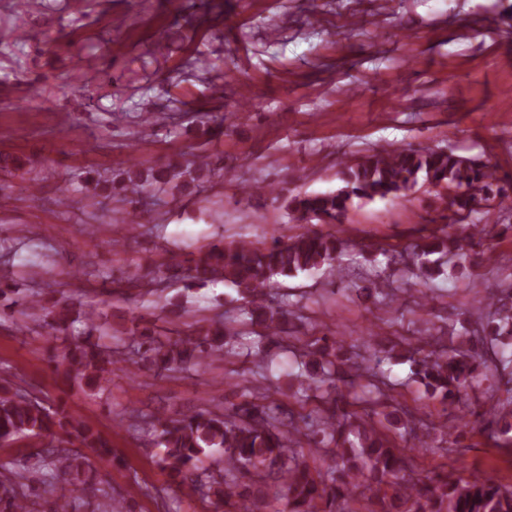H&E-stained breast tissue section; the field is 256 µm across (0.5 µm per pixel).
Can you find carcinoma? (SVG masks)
<instances>
[{
	"mask_svg": "<svg viewBox=\"0 0 512 512\" xmlns=\"http://www.w3.org/2000/svg\"><path fill=\"white\" fill-rule=\"evenodd\" d=\"M207 165L205 158L189 163L140 169L133 164L115 173H99L90 179L96 198L104 196L118 206L111 208L115 221L127 232L136 230L133 220L145 210L147 200L138 190L196 181ZM344 186L336 191L296 195L288 208L300 220H317L332 226L327 232L306 231L257 248L250 242L224 245L220 239L208 244L188 260L185 268L159 271L162 276L186 279L195 285L224 282L237 289L249 306L253 324L260 327L258 339L246 352L254 359L259 379L278 356L283 333V313L268 303L265 290L279 277L293 276L324 265L342 277L337 265L348 244L343 218L357 200L398 196L423 181L444 186L455 215L470 214L507 190L493 185L512 178L498 177L470 158L433 148H394L365 154L346 167ZM431 243L413 244L421 273L444 264L457 248L450 232ZM478 303L492 310L495 328L477 323L462 337L463 347L447 349L439 339L421 331L407 343L405 358L412 374L426 393L448 407L458 403L462 391L479 378L512 365V294L484 296ZM44 326L54 332L75 328L74 307L55 303L40 306ZM88 338L74 342L65 352L57 371L69 381L83 382L96 393L104 391L112 374V349L89 339L97 329L93 313L82 312ZM194 333L175 341L150 337L138 344L137 354L161 371H191L223 353L229 330L206 318L195 321ZM315 351L301 354V370L288 375L296 381L307 401L316 403L306 415L283 424L281 404L267 405L246 400L230 413L198 411L180 418L157 417V446L165 448L160 464L172 482L204 500L228 507V512H268L278 502L279 512H353L351 502L365 501L366 512H512V487L491 478L450 480L441 473L413 478V457L395 445L391 426L402 425L403 436L433 449L426 424L417 411L394 404V387L385 381L381 365L393 358L395 347L375 350L371 357H348L336 361L341 350L326 336ZM504 398L486 409L489 425L500 427L501 436L512 445V382H505ZM313 441L325 464L324 471H311L302 460L301 440ZM21 439L40 447L12 463L13 478L0 481V512H29L24 487L28 475L48 472L61 478L70 494L99 492L109 500L112 512H123V500L92 482L96 466L114 460L110 443L86 419L33 402L10 382L0 383V444ZM91 448L97 464H91L82 449ZM216 451L224 454V469L214 473L201 467L203 458Z\"/></svg>",
	"mask_w": 512,
	"mask_h": 512,
	"instance_id": "1",
	"label": "carcinoma"
}]
</instances>
